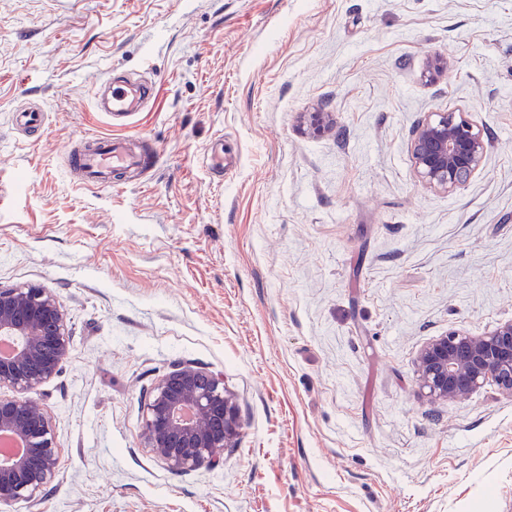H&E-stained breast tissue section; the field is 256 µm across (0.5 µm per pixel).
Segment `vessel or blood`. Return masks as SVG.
Here are the masks:
<instances>
[{
    "label": "vessel or blood",
    "instance_id": "1",
    "mask_svg": "<svg viewBox=\"0 0 512 512\" xmlns=\"http://www.w3.org/2000/svg\"><path fill=\"white\" fill-rule=\"evenodd\" d=\"M98 111L112 116L128 117L140 111L144 101L152 97V84L141 80L107 78L99 89ZM155 158L134 154L122 137H97L85 139L81 150L72 155V170L85 183L108 185L113 175L132 170L149 169Z\"/></svg>",
    "mask_w": 512,
    "mask_h": 512
}]
</instances>
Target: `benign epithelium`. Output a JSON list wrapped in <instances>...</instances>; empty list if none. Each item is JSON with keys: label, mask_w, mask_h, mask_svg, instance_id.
<instances>
[{"label": "benign epithelium", "mask_w": 512, "mask_h": 512, "mask_svg": "<svg viewBox=\"0 0 512 512\" xmlns=\"http://www.w3.org/2000/svg\"><path fill=\"white\" fill-rule=\"evenodd\" d=\"M309 133L334 128L329 112L302 116ZM489 147L483 128L464 112H434L415 127L410 152L419 180L429 189L452 192L479 170ZM0 336L16 340L13 356L0 358V434L26 443L18 458L0 459V505L31 500L56 477L60 450L38 391L59 370L71 348L67 317L45 288L0 286ZM420 393L447 403L469 396L487 384L512 399V320L480 334L453 329L424 344L414 361ZM236 404L224 380L191 364L163 374L145 398L141 437L168 469L188 472L215 468L218 450L233 447L240 434Z\"/></svg>", "instance_id": "7a95c632"}]
</instances>
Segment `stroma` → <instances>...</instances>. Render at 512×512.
<instances>
[{"mask_svg":"<svg viewBox=\"0 0 512 512\" xmlns=\"http://www.w3.org/2000/svg\"><path fill=\"white\" fill-rule=\"evenodd\" d=\"M113 69L154 84L123 121L94 105ZM447 111L490 139L450 193L410 156ZM116 133L155 167L80 185L66 144ZM0 285L50 289L72 336L35 394L61 468L0 512H512V400L433 403L413 367L512 319V0H0ZM178 363L235 399L223 465L142 445ZM302 122L307 131L313 135H321L334 128V120L329 112H310L304 113Z\"/></svg>","mask_w":512,"mask_h":512,"instance_id":"stroma-1","label":"stroma"}]
</instances>
